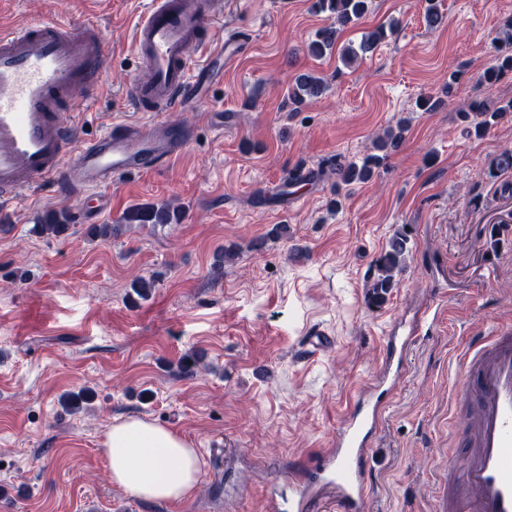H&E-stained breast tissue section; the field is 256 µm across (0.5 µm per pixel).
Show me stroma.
Segmentation results:
<instances>
[{"label":"stroma","mask_w":512,"mask_h":512,"mask_svg":"<svg viewBox=\"0 0 512 512\" xmlns=\"http://www.w3.org/2000/svg\"><path fill=\"white\" fill-rule=\"evenodd\" d=\"M147 0H0V26L97 20L107 68L84 135L124 118L137 64L130 47ZM372 0L340 37L360 45L350 65L308 45L327 26L314 0H227L230 32L249 50L196 107L166 113L193 141L157 173L83 201L44 192L13 209L0 233V512H266L276 487L310 472L332 445L359 390L384 356L391 328L428 303L435 330L405 358L364 467L365 512H436L455 451L459 359L472 337L512 326V114L482 137L463 113L512 100L496 39L512 0ZM456 82H449L451 73ZM324 89L301 105L295 78ZM441 99L435 110L422 105ZM409 121L371 181L337 183L334 163L362 158L378 133ZM168 205L169 224L128 221ZM63 214L68 231L37 234ZM100 224L108 236L95 233ZM406 261L381 305L369 302L377 265L396 235ZM151 278L139 295L132 282ZM329 337L309 351V336ZM195 355L199 368L180 374ZM86 392L81 410L67 393ZM138 416L179 433L201 461L199 490L172 505L113 486L103 440Z\"/></svg>","instance_id":"stroma-1"}]
</instances>
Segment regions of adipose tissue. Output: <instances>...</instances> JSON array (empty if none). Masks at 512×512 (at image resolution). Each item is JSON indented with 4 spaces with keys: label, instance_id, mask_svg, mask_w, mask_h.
Instances as JSON below:
<instances>
[{
    "label": "adipose tissue",
    "instance_id": "1",
    "mask_svg": "<svg viewBox=\"0 0 512 512\" xmlns=\"http://www.w3.org/2000/svg\"><path fill=\"white\" fill-rule=\"evenodd\" d=\"M103 453L113 485L137 500L181 502L199 488L197 450L155 422L133 416L114 420Z\"/></svg>",
    "mask_w": 512,
    "mask_h": 512
}]
</instances>
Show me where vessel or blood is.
<instances>
[{
    "label": "vessel or blood",
    "mask_w": 512,
    "mask_h": 512,
    "mask_svg": "<svg viewBox=\"0 0 512 512\" xmlns=\"http://www.w3.org/2000/svg\"><path fill=\"white\" fill-rule=\"evenodd\" d=\"M244 47V39L224 33V0H150L132 32L142 72L125 94L130 116L86 138L61 115L83 111L100 94L105 67L97 22L78 32L46 19L1 27L0 211L49 184L80 195L164 168L191 143L193 131L160 120V113L196 106L223 82ZM428 330L422 317L403 335L387 337L381 370L359 392L332 447L306 483L289 485V512H318L323 499L334 501L336 512H362L363 462L402 380L404 355ZM460 366L467 405L461 462L437 512H512V328L469 342ZM284 506L275 502L270 509Z\"/></svg>",
    "instance_id": "vessel-or-blood-1"
}]
</instances>
